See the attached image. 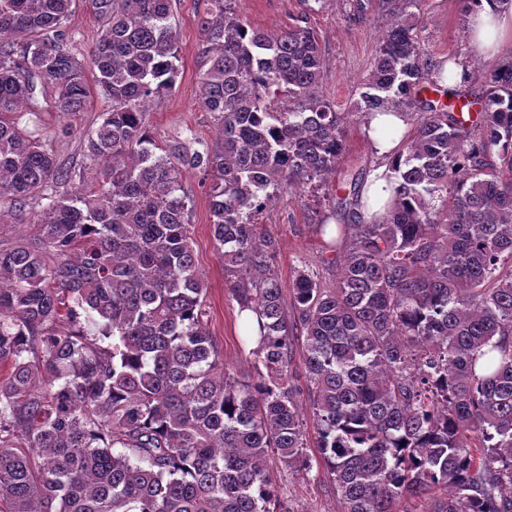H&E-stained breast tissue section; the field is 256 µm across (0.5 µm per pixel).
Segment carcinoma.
<instances>
[{"label": "carcinoma", "instance_id": "cac0c4a2", "mask_svg": "<svg viewBox=\"0 0 512 512\" xmlns=\"http://www.w3.org/2000/svg\"><path fill=\"white\" fill-rule=\"evenodd\" d=\"M86 58L64 44L72 0H0V197L20 220L68 184L13 113L79 112L86 71L109 103L84 139L96 181L50 197L0 247V505L6 512H291L266 468L321 467L338 512H512V59L483 65L476 116L433 99L423 0H355L390 17L357 111L408 112L387 218L321 224L341 256L284 294L257 232L287 190L327 185L346 116L325 99L311 29L252 27L210 0L199 104L211 152L157 153L147 107L178 76L171 0H93ZM186 168L211 177L213 237L239 311L259 317L255 375H231L208 328ZM301 351L310 415L291 366ZM318 454L308 453L307 425Z\"/></svg>", "mask_w": 512, "mask_h": 512}]
</instances>
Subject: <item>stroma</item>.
Masks as SVG:
<instances>
[{"label":"stroma","instance_id":"35a3bbf8","mask_svg":"<svg viewBox=\"0 0 512 512\" xmlns=\"http://www.w3.org/2000/svg\"><path fill=\"white\" fill-rule=\"evenodd\" d=\"M351 2L319 0L311 9L303 0L231 3L235 16L263 30H278L307 19L326 62L323 94L336 111L348 116L344 149L328 186L310 188L301 194H282L258 219L261 233L277 244L275 264L285 286L305 262L319 270L324 280L335 281L340 265L333 262L327 239L319 234L317 226L324 220L347 223L348 212L334 209L332 201L345 196V184L351 178H365L375 161L363 134V122L354 112L371 69L377 38L389 18L372 9L364 20H352ZM208 8L209 0H172L173 21L179 31V75L172 92L150 102L147 115L152 136L165 148L183 144L203 152L220 142L218 122L198 103L199 77L209 66L203 54L204 34L200 27ZM423 9L420 37L425 53L433 60L448 63L463 55L465 13L458 0H426ZM104 25L93 8V0H73L66 29L68 46L77 54H87ZM107 109L105 99L95 93L83 111L63 114L45 107L35 117L21 112L19 123L25 126L30 120H37L44 148L61 167L83 173L89 180L95 175V165L86 157L82 140L101 123ZM181 184L188 202L192 245L206 281L208 326L230 373L240 380L252 378L254 358L244 340L238 305L225 283L224 268L210 231L214 220L210 180L203 172L189 169L183 171ZM268 465L292 512H337L336 496L326 476L302 480L283 470L277 459H269Z\"/></svg>","mask_w":512,"mask_h":512}]
</instances>
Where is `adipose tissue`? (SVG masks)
Listing matches in <instances>:
<instances>
[{
    "instance_id": "obj_1",
    "label": "adipose tissue",
    "mask_w": 512,
    "mask_h": 512,
    "mask_svg": "<svg viewBox=\"0 0 512 512\" xmlns=\"http://www.w3.org/2000/svg\"><path fill=\"white\" fill-rule=\"evenodd\" d=\"M467 50L476 57L512 53V0H477L466 16ZM410 129L406 116L389 111L372 116L364 133L376 155L374 165L360 190L357 218L371 222L392 194L394 185L390 162Z\"/></svg>"
}]
</instances>
